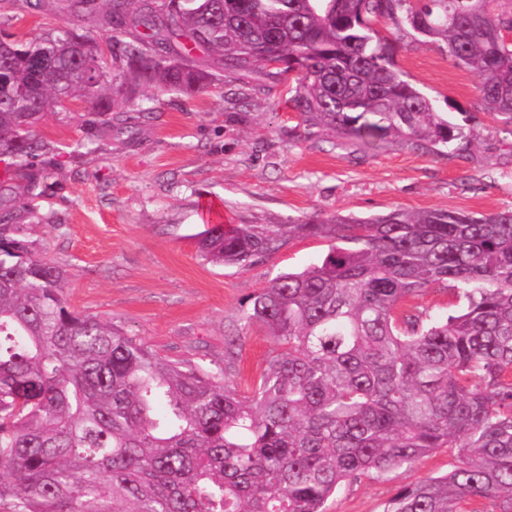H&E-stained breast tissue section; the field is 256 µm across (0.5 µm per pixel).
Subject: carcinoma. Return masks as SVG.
I'll return each mask as SVG.
<instances>
[{"label":"carcinoma","instance_id":"obj_1","mask_svg":"<svg viewBox=\"0 0 512 512\" xmlns=\"http://www.w3.org/2000/svg\"><path fill=\"white\" fill-rule=\"evenodd\" d=\"M110 33L113 77L71 24L0 39V512H328L342 484L412 467L446 448L454 468L398 489L384 512H512V210H394L304 224L218 223L199 248L251 265L290 236L334 240L247 300L243 325L275 342L256 386L236 369L186 365L64 298L65 275L14 236L16 204L57 165L36 129L85 99L109 126L133 74L192 94L215 52L243 84L293 75L305 124L379 147L468 143L405 79L377 26L443 41L479 80L483 108L512 126V0H25ZM45 156L35 169L28 159ZM463 306L435 319L436 285Z\"/></svg>","mask_w":512,"mask_h":512}]
</instances>
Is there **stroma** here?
<instances>
[{"label": "stroma", "mask_w": 512, "mask_h": 512, "mask_svg": "<svg viewBox=\"0 0 512 512\" xmlns=\"http://www.w3.org/2000/svg\"><path fill=\"white\" fill-rule=\"evenodd\" d=\"M63 22L50 7L0 0V35L30 39ZM379 31L408 80L464 129L466 149L439 152L402 138L349 145L335 131L304 126L275 79L245 85L223 71L191 95L139 85L110 127L87 129L82 100L45 117L38 133L56 148L57 184L22 212L18 238L65 269L72 308L186 364L223 369L226 339L239 337L228 380L251 389L273 341L260 326H242L247 299L277 274L318 262L330 240L293 237L252 265H217L196 239L208 205L228 224L512 209V134L482 109L477 78L454 64L444 43H421L386 23ZM76 142L93 143L94 153L73 155ZM454 463L442 449L414 468L342 485L329 512H383L400 487Z\"/></svg>", "instance_id": "obj_1"}]
</instances>
